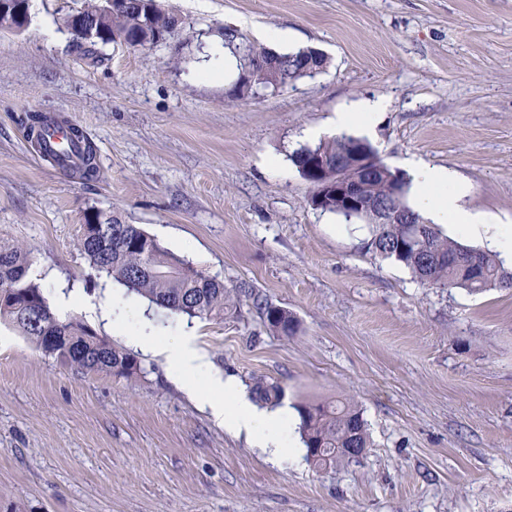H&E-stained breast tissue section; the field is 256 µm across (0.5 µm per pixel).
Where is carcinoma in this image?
Instances as JSON below:
<instances>
[{
	"instance_id": "carcinoma-1",
	"label": "carcinoma",
	"mask_w": 512,
	"mask_h": 512,
	"mask_svg": "<svg viewBox=\"0 0 512 512\" xmlns=\"http://www.w3.org/2000/svg\"><path fill=\"white\" fill-rule=\"evenodd\" d=\"M82 19L92 29L91 38L72 36L71 47L93 63L102 60L100 48L112 43L151 37V43L169 40L178 33L171 14L161 9L157 0H126L124 6L110 13L102 9L100 0H87L78 15H69L65 26L73 28ZM225 48L237 61L238 77L231 95H255L261 91L287 88L297 80L312 77L327 67V58L316 56L306 48L278 53L246 41L236 29L224 28ZM71 140L82 149V162L76 174L82 180L98 176L95 147L86 133L71 129ZM371 145L350 135H339L315 147H304L290 155L302 177H308L306 166L314 158L326 161L319 179L331 183L336 169L354 159L355 152ZM400 184L402 196L392 197L394 184ZM409 182L386 167L367 178L361 190L363 199L374 204L391 203L410 212L415 224H373L368 249L385 259L406 267L422 284L436 287L463 288L481 293L489 288H512V271L507 270L496 255L463 245L441 234L437 225L425 221L407 203ZM139 235L135 224L112 220L103 244L78 237V246L89 266L104 273L150 303L190 319L224 318L228 308L224 283L196 269L159 244L151 253L132 246ZM8 265L0 264V287L8 285L13 302L0 305V323L24 336L37 349L57 363L85 372L132 380L141 372L136 357L112 345L104 336H88L90 326L69 318H60L50 307L41 286L27 275V251L17 245L0 243V256ZM153 262L161 266L156 274L140 273V268ZM268 325L284 335L292 333L293 319L284 309L264 305ZM299 430L306 449V459L318 468L327 469L342 463L359 462L345 456L348 448L366 454L369 437L360 410L346 398L301 403L297 406Z\"/></svg>"
}]
</instances>
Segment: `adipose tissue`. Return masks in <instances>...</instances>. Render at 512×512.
Returning <instances> with one entry per match:
<instances>
[{
  "instance_id": "obj_1",
  "label": "adipose tissue",
  "mask_w": 512,
  "mask_h": 512,
  "mask_svg": "<svg viewBox=\"0 0 512 512\" xmlns=\"http://www.w3.org/2000/svg\"><path fill=\"white\" fill-rule=\"evenodd\" d=\"M412 175L418 211L437 224L448 225L455 233L488 236L504 254L512 255V227L491 225L485 218L467 209L463 200L468 185L452 171L423 161L408 162ZM131 343L142 350L163 357L176 381L208 407L216 422L230 432L245 435L253 445L271 449L280 458L290 455L293 445L287 411L266 414L257 411L241 398L234 387L217 376L206 374V356L185 336L173 345L162 344L155 334L141 330L132 334Z\"/></svg>"
}]
</instances>
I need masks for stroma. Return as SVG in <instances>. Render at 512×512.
<instances>
[{"label": "stroma", "instance_id": "stroma-1", "mask_svg": "<svg viewBox=\"0 0 512 512\" xmlns=\"http://www.w3.org/2000/svg\"><path fill=\"white\" fill-rule=\"evenodd\" d=\"M84 3L30 0L26 29L0 32V242L23 244L48 301L106 307L92 327L141 373L63 367L0 326V512H512V288L421 285L368 250L364 221L315 209L289 159L303 129L381 98L369 142L386 165L455 171L469 207L512 225V0H162L181 33L109 45L99 65L63 24ZM227 26L259 46L285 32L327 67L231 98V79L200 78L221 67ZM28 112L83 129L97 179L43 159ZM92 210L222 281L236 307L172 315L94 275L76 248ZM261 301L292 315V335ZM146 324L169 343L193 335L248 400L278 386L291 429L299 403L350 398L366 456L321 470L298 440L271 460L132 348L127 331Z\"/></svg>", "mask_w": 512, "mask_h": 512}]
</instances>
